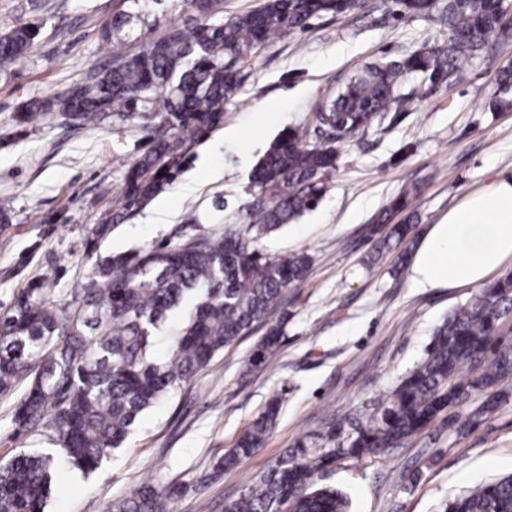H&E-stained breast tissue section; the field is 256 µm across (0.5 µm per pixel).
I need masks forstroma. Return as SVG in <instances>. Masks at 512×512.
Listing matches in <instances>:
<instances>
[{
    "label": "stroma",
    "mask_w": 512,
    "mask_h": 512,
    "mask_svg": "<svg viewBox=\"0 0 512 512\" xmlns=\"http://www.w3.org/2000/svg\"><path fill=\"white\" fill-rule=\"evenodd\" d=\"M122 0H0V34L21 24L40 26L39 43L20 71L0 68V305L46 270L56 274L61 298L86 285L92 272L86 244L97 253L174 246L240 226L252 199L251 173L278 134L301 129L317 140L316 108L365 67L443 48L448 27L434 15L405 12L396 0H360L340 15L309 20L305 30L272 36L250 58L247 76L224 106V125L197 142L184 169L151 208L111 224V210L127 165L144 151L138 125L103 120L89 127L53 111L33 123L21 115L84 83L105 63L100 32ZM156 24L133 23L123 35L128 51L167 28L200 20L180 0L155 8ZM512 63V35L494 38L460 80L431 82L403 75V109L383 113L366 131L339 144L336 169L318 206L264 238L270 255L306 252L307 277L283 292L270 311L282 321L274 368L249 363L259 333L225 347L189 383L153 409L90 475L73 473L53 489L49 512H105L112 500L143 482L169 490L171 512H224L295 441L345 422L385 396L421 362L434 330L475 289L422 291L410 287L397 251L377 252L368 229L399 195L398 220L417 245L430 225L467 194L498 176H512V111L492 107L499 70ZM237 130L236 139L224 137ZM278 422L264 446L235 467L218 463L272 398ZM475 393L397 448L361 459L338 458L319 482L346 493L352 512H439L460 490L512 473V384L488 417L475 410ZM13 398L0 396V457L51 445L49 433L14 432Z\"/></svg>",
    "instance_id": "stroma-1"
}]
</instances>
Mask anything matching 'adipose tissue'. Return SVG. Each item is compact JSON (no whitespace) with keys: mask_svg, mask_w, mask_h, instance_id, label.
<instances>
[{"mask_svg":"<svg viewBox=\"0 0 512 512\" xmlns=\"http://www.w3.org/2000/svg\"><path fill=\"white\" fill-rule=\"evenodd\" d=\"M512 266V177L469 193L420 240L409 267L413 288H466Z\"/></svg>","mask_w":512,"mask_h":512,"instance_id":"1","label":"adipose tissue"}]
</instances>
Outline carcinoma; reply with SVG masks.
<instances>
[{
	"label": "carcinoma",
	"mask_w": 512,
	"mask_h": 512,
	"mask_svg": "<svg viewBox=\"0 0 512 512\" xmlns=\"http://www.w3.org/2000/svg\"><path fill=\"white\" fill-rule=\"evenodd\" d=\"M102 28L112 65L54 100H33L23 115L32 122L58 110L85 125L107 116L145 123L148 148L125 169L112 198L117 217L144 207L180 173L193 143L224 124V102L241 85L246 58L281 31L305 28L316 16L340 15L358 0H264L254 10L213 21L219 0H184L202 16L191 29L170 27L140 51L121 48L120 34L148 17L157 0H129ZM410 13H439L450 38L443 50L418 52L399 66H374L347 83L317 121L330 136L310 143L286 130L254 170L245 227L174 247L98 258L89 287L57 299L53 276L20 289L0 309V394L22 381L14 411L16 432L50 427L56 448H31L0 457V512H48L52 481L72 471L94 472L123 447L146 415L179 385L203 370L224 347L249 334L288 286L302 281L304 252L269 256L260 240L316 208L336 169L337 143L369 127L378 113L403 107L396 95L401 72H427L439 81L461 77L468 60L503 33L497 0H400ZM40 27L24 24L0 36V67L23 65L38 44ZM495 103L512 111V66L496 77ZM411 224H382L379 250H393ZM512 314V275L481 289L435 331L425 359L349 430L328 427L299 438L253 484L224 503V512H349L342 492L318 484L340 456L360 459L433 423L471 394L490 392L473 415L502 401L497 388L512 381V340L502 335ZM281 326H268L254 358L271 362ZM488 361L479 372L464 365ZM280 401L271 400L224 454L232 468L261 448L275 425ZM108 512H166L164 493L145 483L117 499ZM441 512H512V474L465 489Z\"/></svg>",
	"instance_id": "obj_1"
}]
</instances>
